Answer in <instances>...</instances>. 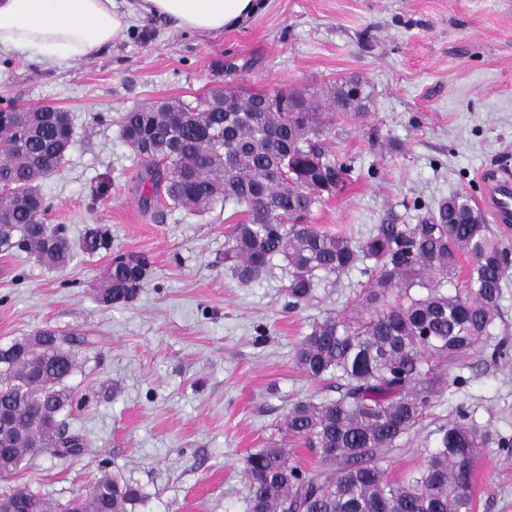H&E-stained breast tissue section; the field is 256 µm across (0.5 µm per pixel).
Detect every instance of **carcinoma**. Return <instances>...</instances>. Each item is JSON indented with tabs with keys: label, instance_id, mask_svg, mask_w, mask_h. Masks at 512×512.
<instances>
[{
	"label": "carcinoma",
	"instance_id": "obj_1",
	"mask_svg": "<svg viewBox=\"0 0 512 512\" xmlns=\"http://www.w3.org/2000/svg\"><path fill=\"white\" fill-rule=\"evenodd\" d=\"M362 84L348 80L331 90L328 111L305 95L299 111L272 108L292 94L216 90L191 104L180 99L140 105L119 118L122 139L141 159L143 182L173 207L194 215L232 204L244 215L224 248V262L240 281L256 280L276 257L288 263V297L297 306L322 282L360 262L367 282L355 312L309 326L293 361L311 379L336 380L339 397L301 401L288 410V436L320 456L305 471L288 463L277 443L246 462L249 512H473V462L479 449L508 448L467 421L440 426L423 442V467L400 480L388 477L382 450L417 431L434 403L465 378H448V366L485 350L498 331L501 288L512 252L486 224L475 201L446 199L415 224L384 223L355 246L311 224L313 211L336 194L349 167L326 143L331 111L362 100ZM74 131L58 112H14L0 126V252H22L53 269H65L73 247L63 224H47L41 181L65 162ZM82 250L112 248L110 231L89 226ZM469 264L463 287L460 257ZM151 262L118 253L108 270L103 300L134 298ZM86 336L42 330L13 342L0 355V414L12 434L0 440V478H8L42 448L79 454L82 437L61 441L60 416L72 408L68 378ZM138 488L106 475L90 490L54 505L25 488L0 495V512H130L143 501Z\"/></svg>",
	"mask_w": 512,
	"mask_h": 512
}]
</instances>
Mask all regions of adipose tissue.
<instances>
[{
  "instance_id": "ef3b65f1",
  "label": "adipose tissue",
  "mask_w": 512,
  "mask_h": 512,
  "mask_svg": "<svg viewBox=\"0 0 512 512\" xmlns=\"http://www.w3.org/2000/svg\"><path fill=\"white\" fill-rule=\"evenodd\" d=\"M259 7L260 0H0V55L34 50L60 64L111 46L137 13L172 19L188 31L219 33Z\"/></svg>"
}]
</instances>
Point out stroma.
<instances>
[{
    "label": "stroma",
    "instance_id": "35a3bbf8",
    "mask_svg": "<svg viewBox=\"0 0 512 512\" xmlns=\"http://www.w3.org/2000/svg\"><path fill=\"white\" fill-rule=\"evenodd\" d=\"M350 77L368 98L334 120L332 149L351 171L314 211L316 229L357 244L383 220L414 224L450 195L478 198L479 174L512 164V0H264L219 34L136 16L88 59L0 58V108L53 106L72 120L65 163L41 185L49 223L74 242L90 224L112 232L111 252L76 253L62 270L0 253L1 347L45 329L90 340L69 379L79 405L67 419L86 451H45L0 491L63 503L106 474L141 489L135 512H247L248 456L280 439L294 403L336 394L295 367L297 343L313 322L349 313L367 277L354 267L298 306L282 258L257 281L233 278L224 244L234 207L194 216L148 196L118 121L226 87L299 90L322 107L324 90ZM116 252L151 260L121 306L100 299ZM500 313L506 355L450 368L466 385L437 400L409 444L384 452L389 478L420 468L422 441L462 410L512 438V275ZM473 512H512V448L484 449Z\"/></svg>",
    "mask_w": 512,
    "mask_h": 512
}]
</instances>
